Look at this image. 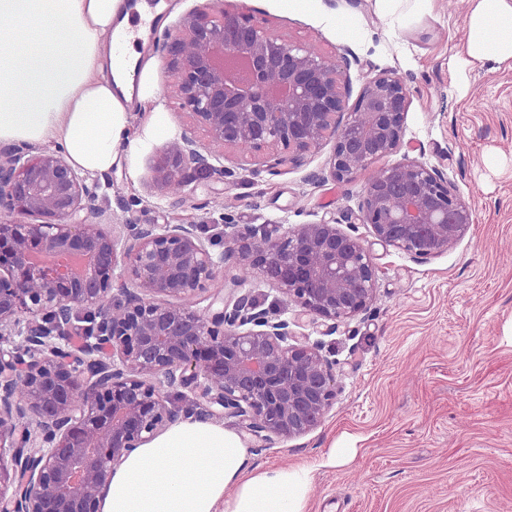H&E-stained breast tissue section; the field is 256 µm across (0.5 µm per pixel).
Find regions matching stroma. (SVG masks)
<instances>
[{"mask_svg": "<svg viewBox=\"0 0 512 512\" xmlns=\"http://www.w3.org/2000/svg\"><path fill=\"white\" fill-rule=\"evenodd\" d=\"M144 2L161 12L146 35L154 53L198 0ZM244 5L254 23L341 60L348 105L369 77L394 70L406 79L403 147L385 161L408 156L447 174L474 209L467 235L423 260L379 244L362 222L370 172L335 181L329 141L273 170L226 157L224 180L196 176L184 204L154 186L148 152L136 169L109 172L102 207L112 209L118 192L149 202L120 214L123 224L326 219L360 237L377 266L375 299L321 338L335 365L333 405L308 435L251 448L253 466L310 467L306 512H512V66L466 64L460 0H432L429 15L397 29L377 17L374 0ZM243 290L298 322L297 308L266 281L248 279ZM334 448L349 449L343 464L328 465Z\"/></svg>", "mask_w": 512, "mask_h": 512, "instance_id": "stroma-1", "label": "stroma"}]
</instances>
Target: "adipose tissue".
<instances>
[{"label": "adipose tissue", "instance_id": "adipose-tissue-1", "mask_svg": "<svg viewBox=\"0 0 512 512\" xmlns=\"http://www.w3.org/2000/svg\"><path fill=\"white\" fill-rule=\"evenodd\" d=\"M131 22L127 0H0V142L59 147L94 177L169 140L155 58L113 46ZM464 31L471 61H512V0H470ZM310 485L304 466L252 468L237 432L191 415L114 470L101 512H305Z\"/></svg>", "mask_w": 512, "mask_h": 512}]
</instances>
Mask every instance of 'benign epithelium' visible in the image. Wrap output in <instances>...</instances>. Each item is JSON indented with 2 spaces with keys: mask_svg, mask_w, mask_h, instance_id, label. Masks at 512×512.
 <instances>
[{
  "mask_svg": "<svg viewBox=\"0 0 512 512\" xmlns=\"http://www.w3.org/2000/svg\"><path fill=\"white\" fill-rule=\"evenodd\" d=\"M162 49L208 138L186 130L153 162L154 184L182 202L194 174L224 179L228 151L297 165L332 133L331 174L344 181L401 147L410 90L396 71L366 80L349 113L342 65L252 23L240 3L204 0ZM109 186L60 151L0 145V512H100L113 470L189 415L234 418L262 443L315 430L334 364L237 294L241 275L271 283L324 336L374 299L370 249L334 222L257 228L221 213L209 236L200 224H114L99 205ZM362 213L376 241L417 259L474 223L443 171L406 158L372 172ZM41 253L90 265L75 274Z\"/></svg>",
  "mask_w": 512,
  "mask_h": 512,
  "instance_id": "1",
  "label": "benign epithelium"
}]
</instances>
